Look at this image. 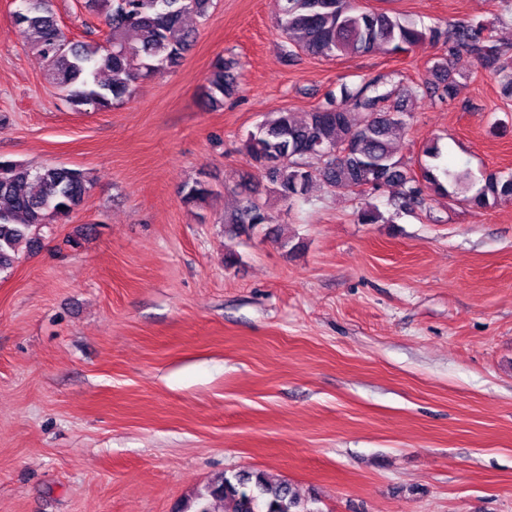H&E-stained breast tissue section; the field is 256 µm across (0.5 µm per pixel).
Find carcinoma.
<instances>
[{"label":"carcinoma","mask_w":512,"mask_h":512,"mask_svg":"<svg viewBox=\"0 0 512 512\" xmlns=\"http://www.w3.org/2000/svg\"><path fill=\"white\" fill-rule=\"evenodd\" d=\"M97 4L108 28L105 44L74 41L59 25L52 0H25L16 24L27 44L46 63L53 84L71 110L90 106L109 110L130 96L142 77L177 66L194 42L184 24L190 13L203 16L210 0H88ZM278 26L288 47L322 57L366 55L383 49L391 54L411 50L426 42L441 44L443 54L431 73L432 87L440 98L453 100L456 80L453 61L470 56L494 67L512 92V49L498 43L484 23L450 24L419 29L397 15L359 10L352 0H282ZM238 60L221 56L207 76V104L224 106V97L237 87ZM106 78H101L102 74ZM387 76L375 75L360 85L329 94L302 120L288 111L249 134L244 150L255 167L282 199L301 198L320 180L338 189L372 190L383 184L397 187L392 206L413 210L426 203V191L448 193L437 166L420 165L412 175L393 147L395 132L405 125L404 101L387 104L389 93L380 92ZM363 115L360 123L349 120ZM278 163L271 165L269 161ZM480 192L468 202L487 209L512 201V176L492 171L483 176ZM85 172L47 164L36 171L9 159H0V272L10 269L18 247L36 242L42 228L66 219L88 202ZM243 205L227 224L237 234L270 223L266 204L252 190L241 187ZM211 195L196 180L184 188L183 201L200 206ZM221 502L224 512H317L302 503L285 482L273 483L262 473L239 472L220 476L196 496V512H212L211 502Z\"/></svg>","instance_id":"cac0c4a2"}]
</instances>
